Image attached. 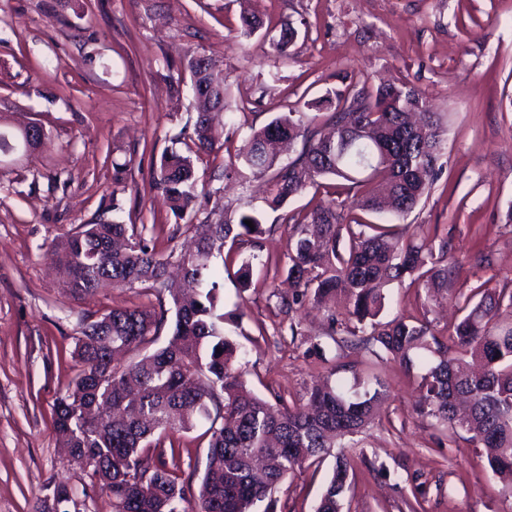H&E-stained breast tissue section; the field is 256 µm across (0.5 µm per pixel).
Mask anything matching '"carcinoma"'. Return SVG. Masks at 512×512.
<instances>
[{"instance_id":"cac0c4a2","label":"carcinoma","mask_w":512,"mask_h":512,"mask_svg":"<svg viewBox=\"0 0 512 512\" xmlns=\"http://www.w3.org/2000/svg\"><path fill=\"white\" fill-rule=\"evenodd\" d=\"M194 108L224 104L219 61L203 68L196 52L186 56ZM334 107L326 137L291 112L253 131L236 154L240 166L225 175L242 179L273 176L267 192L278 207L317 179L336 177L354 191L351 209L404 215L428 196L438 179L447 129L422 93L409 84L379 85L355 93L335 91L324 99ZM223 129L195 116L191 140L198 150L221 149ZM303 138L292 161L279 162L283 142ZM197 172L189 155L162 154L152 170V186L170 211L183 216L195 209ZM251 221L248 226L245 221ZM288 229L287 279L297 293L281 303H327L328 336L343 331L354 346L379 358H397L406 371H419V411L452 439L470 434L475 447L489 450L494 479L512 493V289L478 286L464 296V317L443 336L426 316L379 320L384 287L405 279L422 282L427 298L438 301L448 287V240L438 248L406 237L390 225H364L332 198L310 213L285 218ZM192 245L164 255L134 224L100 221L52 240L48 255L72 297L104 287L149 285L168 293L158 306L120 307L82 321L72 355L78 371L52 404L58 435L73 449L69 462L87 485L105 493L112 512H252L272 500L277 486L304 465H318L336 440L362 433L372 423L388 384L352 372L306 388L305 398L276 409L246 385L236 366L238 347L224 334L222 284L215 259L227 238L257 240L266 229L250 215L236 224L220 215L184 225ZM170 334L152 353L122 367L110 358L157 338L165 324ZM348 341H336L329 358L315 343L329 374ZM210 423L206 465L198 491L178 475L176 460L166 461L165 440ZM364 452L356 447L336 454L332 476L314 512H342ZM52 499L61 512H80L77 496L57 483Z\"/></svg>"}]
</instances>
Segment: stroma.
Segmentation results:
<instances>
[{"label": "stroma", "instance_id": "1", "mask_svg": "<svg viewBox=\"0 0 512 512\" xmlns=\"http://www.w3.org/2000/svg\"><path fill=\"white\" fill-rule=\"evenodd\" d=\"M245 12L263 22L248 38L239 30ZM288 26L297 36L283 58L272 39ZM192 51L222 61L230 110L222 148L196 162V218L221 210L267 228L258 243H224V309L245 306L224 330L257 394L295 402L322 372L308 344L328 339L324 309L281 307L269 287L285 278L284 217L312 211L345 182L327 180L275 209L265 179H227L224 166L279 114L321 126L326 113L316 103L328 91L407 83L448 121L429 197L402 217L372 218L421 240L447 235L445 298L428 312L419 284L393 283L382 318L424 313L444 335L463 316L462 295L512 278V227L501 221L512 203V0H0V120L45 131L38 152L0 164V512H38L50 485L82 484L51 419L77 369L71 351L81 319L157 302L141 287L71 297L39 246L115 215L147 226L164 217L158 251L183 242L151 171L166 148L187 149L171 139L195 119L183 66ZM478 250L488 262L475 261ZM245 260L254 266L247 289L236 275ZM343 362L389 385L374 425L357 437L368 463L358 466L343 512H512V495L485 478L483 450L459 437L439 441L418 414L414 376L351 350ZM208 427L174 436L183 476L200 479ZM334 463L326 458L284 480L276 512H312Z\"/></svg>", "mask_w": 512, "mask_h": 512}]
</instances>
